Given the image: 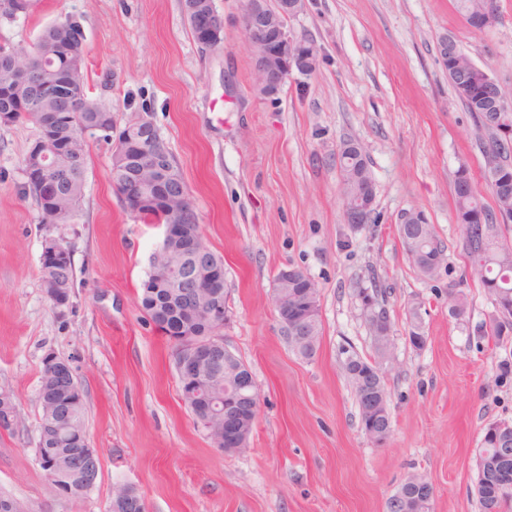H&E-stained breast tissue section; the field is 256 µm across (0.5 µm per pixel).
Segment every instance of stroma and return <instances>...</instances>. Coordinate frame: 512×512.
I'll use <instances>...</instances> for the list:
<instances>
[{"label":"stroma","mask_w":512,"mask_h":512,"mask_svg":"<svg viewBox=\"0 0 512 512\" xmlns=\"http://www.w3.org/2000/svg\"><path fill=\"white\" fill-rule=\"evenodd\" d=\"M224 43L202 48L181 0H34L28 18L0 17V47L28 48L57 18H76L89 93L118 124L148 112L174 157L201 235L224 260L226 348L252 370L261 408L247 449H215L181 401L175 348L146 320L141 284L163 228L127 209L109 172L114 143L89 141L81 206L67 224L42 223L24 191L31 122L0 123V390L17 424L0 429V498L20 512H108L134 489L147 512H388L412 474L435 488L431 512H483L476 494L481 431L512 421V336L478 333L493 306L468 273L453 181L468 167L486 205L478 132L448 81L436 45L461 50L512 88V0L495 24L470 28L455 0H307L290 27L318 51L315 71L274 97L255 86L241 0H214ZM364 148L375 181L374 223L346 224L336 155ZM419 210L447 248L438 277L413 270L398 225ZM72 252L65 311L41 288L43 242ZM296 269L319 288L322 335L313 358L281 332L272 293ZM378 284L393 345L375 348L361 289ZM464 294L462 318L449 294ZM427 341L408 342L412 330ZM383 373L392 433L376 448L361 430L342 348ZM55 353L84 392L85 427L102 471L83 497L57 495L40 468L42 360Z\"/></svg>","instance_id":"stroma-1"}]
</instances>
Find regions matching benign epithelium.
<instances>
[{
  "label": "benign epithelium",
  "mask_w": 512,
  "mask_h": 512,
  "mask_svg": "<svg viewBox=\"0 0 512 512\" xmlns=\"http://www.w3.org/2000/svg\"><path fill=\"white\" fill-rule=\"evenodd\" d=\"M304 6L305 0H277L273 8L268 5V0H243L241 27L253 55L255 84L266 97L278 95L292 72L305 73L316 68L315 47L287 26V21ZM190 21L198 44L206 49L222 45L224 27L205 10L204 4L191 6ZM485 86L496 102L495 111H508L512 106V91L488 75L485 76ZM80 90V69L74 62L65 80L51 88L49 94L77 96ZM37 119V151L33 167L25 176L39 192L47 195L53 188L56 161L68 150L69 141L57 142L44 137L50 118L48 114L40 113ZM141 124L140 136L116 142L123 157L124 173L135 187L130 211L138 216L152 211L153 207L151 195L141 189L144 172H149L150 181L157 184L179 178L178 170L168 163L167 155L151 149L157 136L153 122L143 117ZM163 214L164 236L153 266V287L180 289L173 310L183 328L165 331L175 347L180 399L206 433L218 431V436L213 438L214 447L220 451L240 448L246 437L244 424L253 423L257 418L260 394L249 367L238 363L218 334L228 318L224 280L214 278L210 266L212 259L202 249L201 234L184 239L185 226L193 223L192 217L197 215L193 204L187 205L181 199L168 200ZM69 258V248L59 240L48 238L44 241L43 288L56 310L70 302V295L55 289L54 284L57 265ZM299 283L296 271H281L273 290V304L282 328L301 337L307 344L314 335L311 319L319 312V295L310 279L302 292L293 291ZM43 367L48 374L46 381L41 383L39 399L46 406L47 414L40 422L36 456L39 463L46 465L45 474L52 489L60 496L70 497L78 492L72 484L74 472L98 458L99 453L90 446L85 435L79 449L61 451L60 426L68 420L61 407L79 402L82 389L68 361L49 353L43 359ZM346 371L362 397L365 415L375 422V426L368 430L371 442L382 447L391 434L390 412L379 391L382 373L376 364L363 365L350 356L347 357ZM493 432L495 451L479 453L476 458L481 479L476 493L490 503L501 493L512 490V423L498 421L493 425ZM434 496L435 488L430 482L411 476L389 499V510L428 512Z\"/></svg>",
  "instance_id": "obj_1"
}]
</instances>
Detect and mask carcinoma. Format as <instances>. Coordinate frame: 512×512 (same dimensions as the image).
<instances>
[{
	"label": "carcinoma",
	"instance_id": "cac0c4a2",
	"mask_svg": "<svg viewBox=\"0 0 512 512\" xmlns=\"http://www.w3.org/2000/svg\"><path fill=\"white\" fill-rule=\"evenodd\" d=\"M456 7L471 27L485 17L487 8L497 9L496 0H456ZM74 23L76 19L71 16L59 18L40 32L29 49L0 47V84L11 89L9 122L33 120L36 113L30 108L31 103L37 100L49 108L70 111L74 119L66 135L72 141V148L57 163L56 198L46 200L35 195L30 186H25V190L34 196L44 224L69 223L83 199L88 141L80 131L99 128L103 130L99 137L109 141L112 133L124 135L137 125V120L132 119L119 128L112 112L99 111L96 108L99 101L89 95L84 75L81 76L80 96L63 100L46 97L45 86L63 77L67 63L63 57L53 60L44 58L40 55V49L66 42L71 37ZM445 66L448 79L480 132L483 178L495 201V207H487L474 189L468 171L464 168L457 170L453 194L459 236L470 273L485 288L495 309L489 328L481 329V333L488 332L499 338L512 334V241L504 234L509 223L498 220L500 214L512 218V111L501 113V123L495 128L490 127L494 113L489 111L490 103L486 98L485 71L475 69L463 75L453 57L448 58ZM343 158L353 171V177L340 187L342 204L368 201V189L375 185V181L360 145L353 141L346 143ZM110 175L117 192L127 194L132 190L122 172L120 159H115ZM399 235L405 247H413L426 256L444 253L442 241L432 224H401ZM140 303L145 315L155 324L162 323L161 315L170 312L169 303L164 297L156 302L142 297Z\"/></svg>",
	"mask_w": 512,
	"mask_h": 512
}]
</instances>
